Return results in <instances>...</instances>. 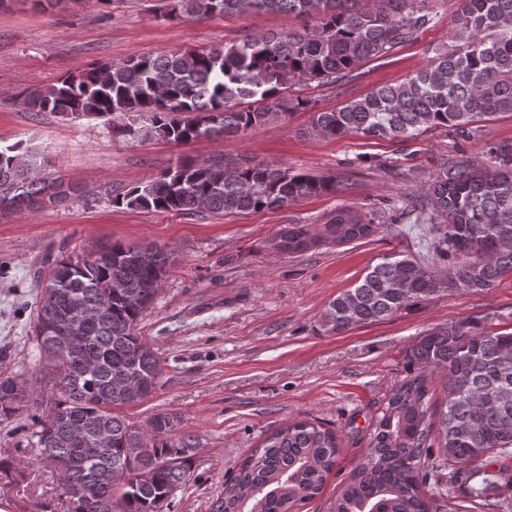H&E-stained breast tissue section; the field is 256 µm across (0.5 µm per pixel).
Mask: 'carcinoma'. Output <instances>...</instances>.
I'll use <instances>...</instances> for the list:
<instances>
[{
	"label": "carcinoma",
	"mask_w": 512,
	"mask_h": 512,
	"mask_svg": "<svg viewBox=\"0 0 512 512\" xmlns=\"http://www.w3.org/2000/svg\"><path fill=\"white\" fill-rule=\"evenodd\" d=\"M173 0L164 18L205 20L246 11L318 16L315 27L247 35L231 44L132 58L68 74L24 95L32 112L65 119L124 118L112 134L130 140L188 144L215 134L255 130L271 118L309 111L324 138L412 139L432 128L479 136V123L512 112V0H459L451 44L398 84L381 86L337 110L292 94L295 86L331 85L357 76L359 66L413 40L437 18L436 0ZM482 159H442L427 185L409 200L377 210L342 205L323 224L322 237L344 242L379 227L403 234L402 224H429L432 255L398 251L369 267L355 287L332 299L322 314L328 334L386 320L423 300L459 290L493 287L512 273V142L488 143ZM23 142L0 145V204L54 202L62 184L38 173ZM335 180L297 173L277 163L198 162L181 158L148 181L109 197L115 207L196 216L203 212L282 209L306 197L339 192ZM285 254L309 250L317 236L302 224L277 233ZM175 264L156 243H100L58 256L43 283L34 341L66 336V303L81 299L100 315L85 325L61 361V400L46 417L29 415L34 454L59 470L68 512H164L190 474L191 436L165 442L180 418L159 412L143 429L117 413L149 399L162 364L138 325ZM417 372L394 389L373 423L358 465L331 512H462L450 488L468 485L487 506V491L512 490V331L475 333L465 323L424 336L409 354ZM444 374V402L434 408L433 375ZM0 377V418L29 406ZM112 434L106 452L90 451L96 434ZM336 435L308 420L281 426L226 478L215 512H294L322 489L336 466ZM494 458L498 469L487 471Z\"/></svg>",
	"instance_id": "obj_1"
}]
</instances>
